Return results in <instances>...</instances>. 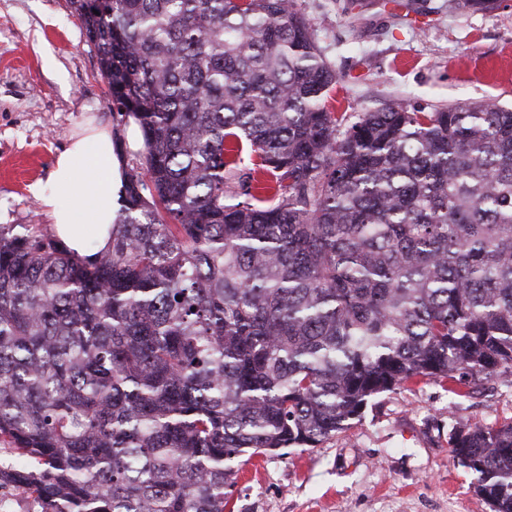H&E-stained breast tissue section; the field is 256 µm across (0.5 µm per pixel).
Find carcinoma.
Masks as SVG:
<instances>
[{
    "label": "carcinoma",
    "mask_w": 512,
    "mask_h": 512,
    "mask_svg": "<svg viewBox=\"0 0 512 512\" xmlns=\"http://www.w3.org/2000/svg\"><path fill=\"white\" fill-rule=\"evenodd\" d=\"M71 4L145 153L92 257L0 229V488L224 512L245 455L315 448L404 384L512 376V108L339 116L296 0ZM448 445L512 512V421Z\"/></svg>",
    "instance_id": "1"
}]
</instances>
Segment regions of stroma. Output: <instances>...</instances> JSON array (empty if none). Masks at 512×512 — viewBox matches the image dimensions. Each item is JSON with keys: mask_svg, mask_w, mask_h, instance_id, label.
<instances>
[{"mask_svg": "<svg viewBox=\"0 0 512 512\" xmlns=\"http://www.w3.org/2000/svg\"><path fill=\"white\" fill-rule=\"evenodd\" d=\"M297 0L339 81L337 113L512 102V0L458 12L448 0ZM114 125L108 86L71 0H0V225L48 234L33 195L86 120ZM512 421V384L449 393L434 381L371 399L359 421L314 448L240 460L225 512H492L448 446L453 425Z\"/></svg>", "mask_w": 512, "mask_h": 512, "instance_id": "obj_1", "label": "stroma"}]
</instances>
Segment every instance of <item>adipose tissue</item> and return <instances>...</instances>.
I'll return each mask as SVG.
<instances>
[{"label":"adipose tissue","instance_id":"adipose-tissue-1","mask_svg":"<svg viewBox=\"0 0 512 512\" xmlns=\"http://www.w3.org/2000/svg\"><path fill=\"white\" fill-rule=\"evenodd\" d=\"M126 180L109 129L90 123L57 154L47 184H34L32 191L51 219L55 238L69 251L89 256L111 242Z\"/></svg>","mask_w":512,"mask_h":512}]
</instances>
